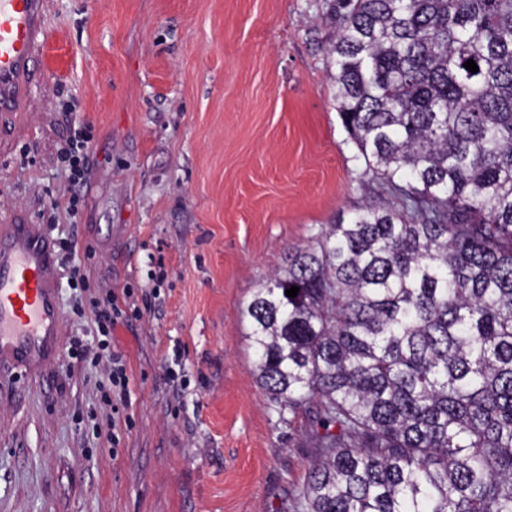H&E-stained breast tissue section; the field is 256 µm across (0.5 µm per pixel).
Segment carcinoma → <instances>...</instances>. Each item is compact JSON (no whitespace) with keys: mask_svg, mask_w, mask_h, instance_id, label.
I'll return each instance as SVG.
<instances>
[{"mask_svg":"<svg viewBox=\"0 0 512 512\" xmlns=\"http://www.w3.org/2000/svg\"><path fill=\"white\" fill-rule=\"evenodd\" d=\"M333 19L336 110L394 205L322 225L246 307L257 381L311 419L292 509L512 512V0Z\"/></svg>","mask_w":512,"mask_h":512,"instance_id":"cac0c4a2","label":"carcinoma"}]
</instances>
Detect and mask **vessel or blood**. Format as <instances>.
<instances>
[{
    "mask_svg": "<svg viewBox=\"0 0 512 512\" xmlns=\"http://www.w3.org/2000/svg\"><path fill=\"white\" fill-rule=\"evenodd\" d=\"M46 0H0V112L30 105L34 60L47 43ZM56 258L38 225H0V362L35 370L56 351Z\"/></svg>",
    "mask_w": 512,
    "mask_h": 512,
    "instance_id": "obj_1",
    "label": "vessel or blood"
}]
</instances>
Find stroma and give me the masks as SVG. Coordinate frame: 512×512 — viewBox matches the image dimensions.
<instances>
[{
  "label": "stroma",
  "mask_w": 512,
  "mask_h": 512,
  "mask_svg": "<svg viewBox=\"0 0 512 512\" xmlns=\"http://www.w3.org/2000/svg\"><path fill=\"white\" fill-rule=\"evenodd\" d=\"M332 0H47L29 112L0 116V224L76 241L118 329L132 425L111 453L99 370L67 354L0 371V512H286L315 448L253 373L243 310L289 247L390 204L336 112ZM90 135L81 216L58 152ZM60 346L89 342L69 268ZM178 357L186 386L163 363Z\"/></svg>",
  "instance_id": "stroma-1"
}]
</instances>
